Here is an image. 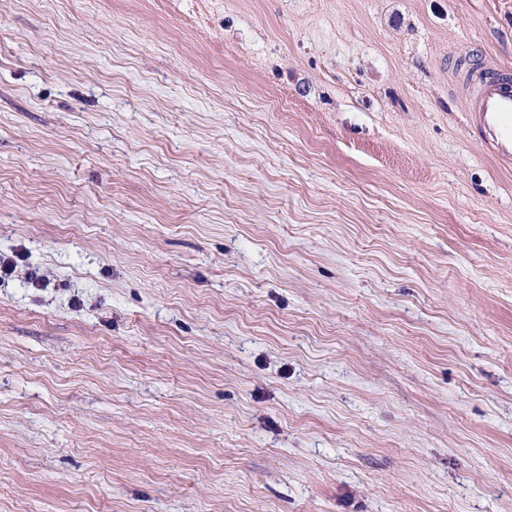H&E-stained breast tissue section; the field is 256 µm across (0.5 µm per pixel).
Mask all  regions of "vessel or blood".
<instances>
[{"label": "vessel or blood", "mask_w": 512, "mask_h": 512, "mask_svg": "<svg viewBox=\"0 0 512 512\" xmlns=\"http://www.w3.org/2000/svg\"><path fill=\"white\" fill-rule=\"evenodd\" d=\"M464 95L473 128L482 145L503 162L512 161V70L486 71L470 60Z\"/></svg>", "instance_id": "vessel-or-blood-1"}]
</instances>
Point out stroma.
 Returning <instances> with one entry per match:
<instances>
[{
  "label": "stroma",
  "mask_w": 512,
  "mask_h": 512,
  "mask_svg": "<svg viewBox=\"0 0 512 512\" xmlns=\"http://www.w3.org/2000/svg\"><path fill=\"white\" fill-rule=\"evenodd\" d=\"M468 55L512 0H0V512H512Z\"/></svg>",
  "instance_id": "stroma-1"
}]
</instances>
